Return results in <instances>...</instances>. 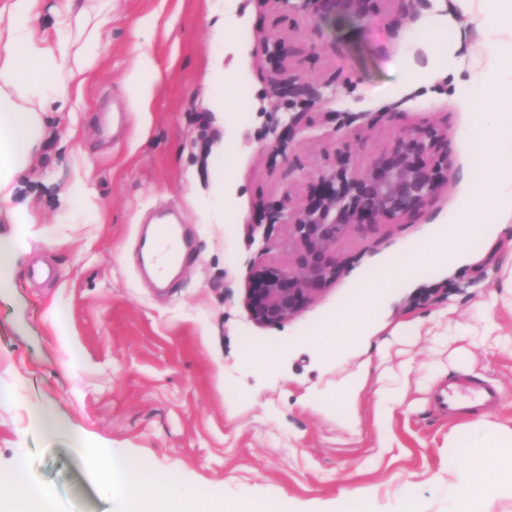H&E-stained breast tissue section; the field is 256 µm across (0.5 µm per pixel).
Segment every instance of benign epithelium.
<instances>
[{
    "label": "benign epithelium",
    "mask_w": 512,
    "mask_h": 512,
    "mask_svg": "<svg viewBox=\"0 0 512 512\" xmlns=\"http://www.w3.org/2000/svg\"><path fill=\"white\" fill-rule=\"evenodd\" d=\"M276 10L311 16L321 21L364 29L376 21L378 0H259ZM258 54L276 64L270 82L273 94L283 99L288 122L271 146L276 156L286 157L295 129L309 121L303 96L310 91L291 72L289 42L264 36ZM447 135L429 125L399 137L386 158L370 163L362 172L340 165L312 177L307 194L283 198L261 207L259 224L284 226L285 241L266 238L269 248L285 247L286 266L258 264L252 267L244 304L259 326H278L296 316L317 294L336 282L343 265L336 253L338 243L357 226L379 224L424 208L448 185Z\"/></svg>",
    "instance_id": "7a95c632"
}]
</instances>
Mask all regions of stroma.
Segmentation results:
<instances>
[{
	"label": "stroma",
	"mask_w": 512,
	"mask_h": 512,
	"mask_svg": "<svg viewBox=\"0 0 512 512\" xmlns=\"http://www.w3.org/2000/svg\"><path fill=\"white\" fill-rule=\"evenodd\" d=\"M95 0H39L41 46L59 33L78 39ZM210 0H112L76 111L53 110L50 134L16 200L35 196L34 224L9 221L0 234L23 239L17 272L0 289V472L17 485L51 492L59 512H121L97 479L117 452L152 471H176L182 486L239 505L260 500L277 512L372 489L390 508L405 492L443 512V477L454 417L435 405L436 389L464 374L493 384L494 417H512V351L495 341L441 347L439 334L473 325L476 303L503 293L501 267L512 253V225L484 234L448 260L413 265L408 278L376 295L382 326L371 378L404 373L406 395L383 421L373 388L357 409L336 398L335 361L308 338L355 304L364 283L437 240L485 169L473 130L480 115L467 93L469 52L486 39L470 0H379L375 26L352 33L283 15L256 0H224V42H212ZM458 33L455 62L419 33L432 17ZM153 34L143 39L144 23ZM264 35L288 39L290 68L333 95L297 131L286 160L270 165L266 147L287 116L268 89L272 66L256 54ZM152 64L148 111H135L125 80L138 50ZM224 59V115L208 114L200 133V91ZM433 125L448 134V184L418 212L356 227L338 247L336 283L295 317L254 324L244 307L253 265L284 266L286 249L262 250L245 227L260 201L301 196L319 171L347 161L362 171L406 131ZM233 159L216 169L219 144ZM224 179V208L213 186ZM84 180L90 223L63 224L59 194ZM180 225L190 252L179 274L158 286L142 267L139 244L160 219ZM52 408L70 428L55 434L40 412ZM17 485L0 488L10 496Z\"/></svg>",
	"instance_id": "35a3bbf8"
}]
</instances>
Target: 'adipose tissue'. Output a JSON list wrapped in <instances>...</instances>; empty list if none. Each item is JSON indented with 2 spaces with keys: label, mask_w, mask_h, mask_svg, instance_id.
Listing matches in <instances>:
<instances>
[{
  "label": "adipose tissue",
  "mask_w": 512,
  "mask_h": 512,
  "mask_svg": "<svg viewBox=\"0 0 512 512\" xmlns=\"http://www.w3.org/2000/svg\"><path fill=\"white\" fill-rule=\"evenodd\" d=\"M38 0H0V201L11 200L28 176L36 149L47 135V110L73 108L79 101L88 61L99 49L100 29L112 0H98L92 25L81 45L58 36L54 47L38 46L33 29ZM448 445L465 447L448 459L446 512H496L499 497L512 495V419L490 416L459 424L448 432ZM140 458L118 453L107 465V482L121 496L125 512H245L218 503L197 490L183 489L177 474L149 478ZM170 486L169 497L157 494Z\"/></svg>",
  "instance_id": "ef3b65f1"
}]
</instances>
